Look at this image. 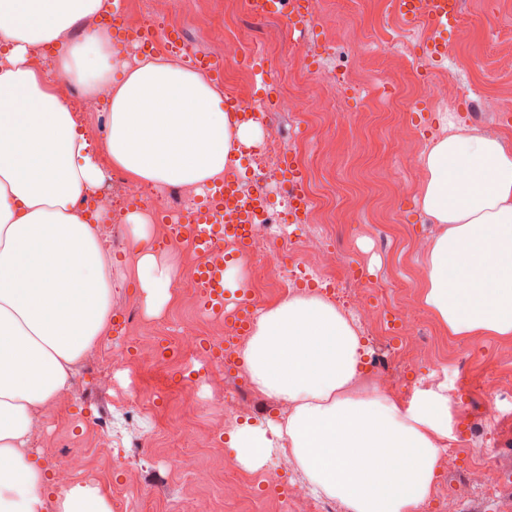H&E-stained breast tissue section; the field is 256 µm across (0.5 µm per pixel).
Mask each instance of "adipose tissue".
Instances as JSON below:
<instances>
[{
  "instance_id": "1",
  "label": "adipose tissue",
  "mask_w": 512,
  "mask_h": 512,
  "mask_svg": "<svg viewBox=\"0 0 512 512\" xmlns=\"http://www.w3.org/2000/svg\"><path fill=\"white\" fill-rule=\"evenodd\" d=\"M113 0H0V512H112L98 488L52 493L27 448L36 416L65 393L111 322L112 280L90 209L108 168L153 186L203 190L259 130L238 124L201 74L148 61L113 85L110 134L93 149L54 76L82 65L111 78ZM79 40H72L74 28ZM51 51L52 71L32 68ZM425 153L421 204L443 232L426 256L424 304L453 336H512V148L444 120ZM149 306L169 299L171 267L150 246L146 212L125 215ZM369 348L335 304L289 296L261 309L240 351L251 384L283 415L233 426L228 444L258 467L292 457L310 490L349 512H412L431 493L448 437V398L407 402L360 391Z\"/></svg>"
}]
</instances>
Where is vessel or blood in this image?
<instances>
[{"mask_svg":"<svg viewBox=\"0 0 512 512\" xmlns=\"http://www.w3.org/2000/svg\"><path fill=\"white\" fill-rule=\"evenodd\" d=\"M395 7L408 23L427 19L433 27L443 30L455 22L459 0H395ZM164 37L167 43L182 47V34L171 29L157 34L154 29L139 31L135 39L141 51L152 49L157 37ZM288 175L294 197L291 206L295 215H303L308 200L307 178L295 167L289 168ZM264 206L263 200L254 201L249 207H242L235 180L208 186L205 204L196 209L190 223L177 225V237L191 245L196 251L204 252L222 243L224 238H233L239 247H246L248 241L240 232L243 225L252 223L256 214ZM198 286L201 291L200 305L205 312L220 313L224 310V268L205 265L198 273ZM236 325L240 331L250 329L254 315V305L248 292H240L233 309Z\"/></svg>","mask_w":512,"mask_h":512,"instance_id":"b4317fda","label":"vessel or blood"}]
</instances>
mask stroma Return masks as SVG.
Instances as JSON below:
<instances>
[{
    "label": "stroma",
    "mask_w": 512,
    "mask_h": 512,
    "mask_svg": "<svg viewBox=\"0 0 512 512\" xmlns=\"http://www.w3.org/2000/svg\"><path fill=\"white\" fill-rule=\"evenodd\" d=\"M327 2V21L356 29L362 37L360 49L376 57L380 71L358 91L337 96L342 114L307 108L277 113L285 131V151L301 156L309 175V191L319 205L311 223L293 224L289 230L295 235L327 236L342 265L363 268L370 279L392 283V290L383 297L386 310L405 303L418 307L422 341L399 367L403 387L386 391L385 396L404 399L416 390L444 384L457 390V399L448 402V437L453 440L481 421V397L475 379L491 370L512 372V337L449 335L422 305L424 255L442 227L423 211L420 190L408 188L407 174L421 165L424 151L443 135V111L426 97L425 88L443 75L448 61L430 52L428 45L437 36L430 25H417L403 46L389 41L387 22L393 0ZM199 9L248 35L251 49L243 60L244 76L257 99L270 94L273 81H288L315 70L320 63L313 52L325 37L321 26L311 24L295 34L280 14L253 18L242 0H237L229 13L224 10V0H175L188 54H220L196 22ZM460 12L461 22L471 27L472 41L463 47L449 44V56L467 64V75L483 92L484 100L475 104L472 112L459 111L455 117L512 146V111L501 108L505 95L512 93V74L501 73L494 63L499 51L512 47V0H461ZM399 49L409 64L395 73L390 68L391 55ZM410 97L418 100L417 109L402 111V102ZM349 108L360 110L358 123L346 119L344 112ZM398 122L412 129L411 139H394L392 126ZM327 132L336 138V154L331 158L322 154L319 144ZM149 216L152 248L164 254L173 275H187L196 261L194 254L167 241V215L153 209ZM119 229V237L106 244L112 265V323L90 350V357L100 362L110 359L113 348H128L155 336L160 323L171 336L200 319L212 333H223V317L201 313L188 289H171L161 309L148 308L135 277L136 255L129 226L123 223ZM73 376L85 379L93 395L70 407L53 402L39 412L45 427L32 437L30 451L43 468H50L54 449H88L101 444L90 423L109 418L114 425L111 444L130 447L143 439L151 444L138 470L115 465L104 474L95 470L79 474V482L98 486L109 498L112 512H186L191 499L199 495L214 502V512H274L265 492H258L245 508L225 494V482L242 464L234 449H226L221 458L208 451L211 435L229 429L224 420L226 378L236 379L243 389L251 387L240 363H233L224 375L201 358L180 362L170 376L142 372L138 381L155 413L127 419L122 416L121 398L136 381L129 372L119 371L99 381L79 365ZM175 415L182 418L176 433L163 424L164 418ZM188 448L200 456V469L192 477L183 474L176 463ZM470 464L466 457L457 471L438 473L436 489L461 497L460 512H512V484L504 485L493 498L466 487ZM144 483L151 486L152 498H126V491Z\"/></svg>",
    "instance_id": "1"
}]
</instances>
